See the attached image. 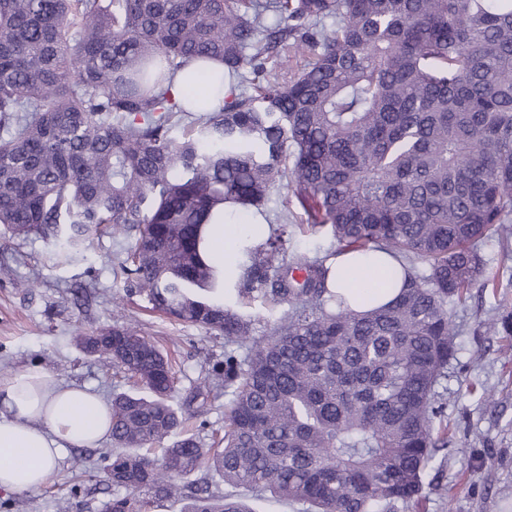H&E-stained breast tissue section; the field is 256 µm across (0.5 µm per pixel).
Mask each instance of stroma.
<instances>
[{
  "label": "stroma",
  "instance_id": "1",
  "mask_svg": "<svg viewBox=\"0 0 512 512\" xmlns=\"http://www.w3.org/2000/svg\"><path fill=\"white\" fill-rule=\"evenodd\" d=\"M127 240L95 237L86 256L56 263L52 241L31 236L0 247V369L12 374L41 367L64 382L89 385L111 397L121 378L77 345L78 334L114 324L141 325L177 364L173 400L192 418L200 439L224 424V397L195 396L199 382L224 361L227 340L153 312L145 296L129 294L119 272ZM484 269L496 293L473 291L451 307L455 357L444 382L454 441L424 475L420 512H512V335L486 331L488 321L512 317V253L487 246ZM111 448L66 449L48 482L24 493L0 491L9 512H102L109 495L97 479H76L75 456L99 466Z\"/></svg>",
  "mask_w": 512,
  "mask_h": 512
}]
</instances>
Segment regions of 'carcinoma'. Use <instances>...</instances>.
Here are the masks:
<instances>
[{"label":"carcinoma","instance_id":"cac0c4a2","mask_svg":"<svg viewBox=\"0 0 512 512\" xmlns=\"http://www.w3.org/2000/svg\"><path fill=\"white\" fill-rule=\"evenodd\" d=\"M312 59L288 76V52ZM283 72H266L269 57ZM253 75L211 112L175 73ZM218 61L224 71L204 63ZM184 124L180 137L171 135ZM0 242L38 236L73 259L109 230L153 309L234 342L210 447L171 403V358L136 326L78 337L148 395H112L105 512H412L448 445L437 386L454 356L448 302L495 289L482 247L512 251V0H0ZM292 192L338 252L384 250L403 286L353 312L290 224L239 236L237 300L205 233ZM424 264L419 268L418 264ZM288 309L252 336L257 297ZM203 476L179 485L178 478ZM215 474L243 497L213 489Z\"/></svg>","mask_w":512,"mask_h":512}]
</instances>
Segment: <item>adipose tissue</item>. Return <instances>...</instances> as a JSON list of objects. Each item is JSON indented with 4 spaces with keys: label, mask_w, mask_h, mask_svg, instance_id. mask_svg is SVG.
<instances>
[{
    "label": "adipose tissue",
    "mask_w": 512,
    "mask_h": 512,
    "mask_svg": "<svg viewBox=\"0 0 512 512\" xmlns=\"http://www.w3.org/2000/svg\"><path fill=\"white\" fill-rule=\"evenodd\" d=\"M330 286L351 309L367 311L397 296L400 266L379 251L343 253L331 264ZM111 435V405L99 392L39 367L0 378V489H38L65 449L95 448Z\"/></svg>",
    "instance_id": "obj_1"
}]
</instances>
